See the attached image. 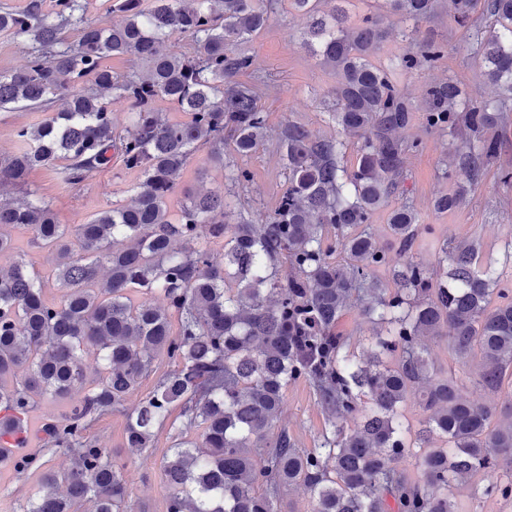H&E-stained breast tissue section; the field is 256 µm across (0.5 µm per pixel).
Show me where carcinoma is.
Masks as SVG:
<instances>
[{
    "mask_svg": "<svg viewBox=\"0 0 512 512\" xmlns=\"http://www.w3.org/2000/svg\"><path fill=\"white\" fill-rule=\"evenodd\" d=\"M346 0L318 14L314 0H290L309 17L304 47L334 71L336 124L360 140L357 163L341 165L344 143L314 139L302 124L282 131L288 187L275 207L256 218L224 223V187L184 192L177 214L167 201L176 178L197 153L203 164L224 167L225 135L235 152L250 154L268 127L256 92L234 81L252 60L242 45L269 21L261 0H116L126 14L103 27L85 19L82 0H27L20 11H0V32L20 40L27 65L0 73V108L23 105L47 117L16 131L23 147L0 158V190L26 183L29 172L63 161V184L76 187L118 157L139 173L132 202L114 205L74 230L29 196L0 201V257L14 252L5 229L28 228L53 253L60 302L15 259L0 272V438L27 426L37 399L69 404L44 427L46 447L71 455L60 474L40 457L19 453V473L41 471L47 492L29 499L26 512H75L84 500L95 512H129L125 465L109 459L89 436L106 415L124 410L128 397L163 353L173 369L132 411L123 447L140 455L152 446L179 408L177 435L164 462L170 488L167 512H281L285 486L299 484L313 512H465L455 489L503 461L512 466V400L502 408L460 395L456 373L434 369L421 344L445 340L456 363L480 357L473 386L491 393L512 377V298L502 271L482 264L475 242L425 240L448 265L436 281L415 256L421 225L404 202L388 224L402 262L389 260L371 229L373 216L405 179L416 143L395 132L413 108L389 68L372 63L385 37L379 17L347 26ZM389 11L421 21L436 0H385ZM454 21L474 23L479 6L499 29L480 37L486 80L512 93V0H449ZM79 30L66 41L65 30ZM179 35L191 55L167 46ZM145 64L139 75L106 69L108 55ZM442 47L422 43L395 67H435ZM91 85H85V80ZM424 125L448 133L454 145L442 178L452 190L436 197L439 211L462 205L497 157V132L512 121L506 104L474 101L452 80L427 90ZM175 104L184 120H169L157 99ZM124 102L131 125L114 130L112 101ZM62 108H56L57 103ZM225 178L237 188L249 169L232 164ZM224 248V263L210 245ZM346 260H331L336 250ZM388 273V288L376 271ZM135 288L158 293L165 304L135 303ZM380 326L358 357L336 333L358 301ZM176 314L178 331L169 317ZM93 356L100 370L87 377ZM313 390L328 432L320 447H297L278 427L288 385ZM422 411L411 430L407 401ZM353 427L345 429L347 420ZM436 440L446 450L432 446ZM415 460L418 476L402 466Z\"/></svg>",
    "mask_w": 512,
    "mask_h": 512,
    "instance_id": "1",
    "label": "carcinoma"
}]
</instances>
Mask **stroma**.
Returning a JSON list of instances; mask_svg holds the SVG:
<instances>
[{
  "label": "stroma",
  "mask_w": 512,
  "mask_h": 512,
  "mask_svg": "<svg viewBox=\"0 0 512 512\" xmlns=\"http://www.w3.org/2000/svg\"><path fill=\"white\" fill-rule=\"evenodd\" d=\"M383 3L384 0H348L346 5L348 23L352 26L358 25L364 15L378 13L382 16L386 35L371 53L373 63L391 64L396 56L421 42L443 45L446 53L435 68L396 75L416 113L412 122L399 130L398 136L419 141L420 148L407 161L408 176L403 186L389 196L387 208L373 217L376 237L380 244H387L388 211L407 198L420 223L431 226L434 237L477 240L482 261H499L505 244L512 241V183L506 184L500 179L501 172H512V125L501 131L500 153L466 203L454 212L439 214L435 211L434 200L449 187L440 172L451 150L450 139L446 133L427 129L419 118L426 107L427 88L450 78L475 100L497 99L496 88L481 73L474 53V34L489 32L497 28L498 23L490 13L483 12L476 26H459L449 14L448 0H437L434 16L417 24L389 13ZM264 7L270 17L269 24L253 36L245 49L253 60L250 79L260 86L258 104L269 115L268 129L253 152L246 156L235 152L232 141L224 143L225 163L247 167L252 173L250 184L234 197L232 208L224 217L228 224L236 223L243 215L271 210L286 189L288 173L282 161L279 134L287 122L303 123L316 139L342 140L344 166L353 167L357 161L356 138L344 133L330 114L336 75L302 44L306 17L292 9L288 0H264ZM44 118V112L22 106L0 111V158L17 152L19 143L15 131L18 127L39 124ZM224 181L222 170L203 166L201 159H193L179 175V192L168 202L170 211H178L183 190L215 188ZM138 182L137 173L126 170L116 159L80 187L69 189L61 184L58 167L52 164L34 169L24 187L7 188L4 195L15 198L24 191H31L50 206L58 223L72 228L101 209L127 202ZM11 235L16 255L42 278L46 298L60 301L64 289L53 276L52 253L33 245L32 234L27 229H12ZM281 423L299 448L310 450L320 444L326 428L325 417L312 389L304 382L289 385ZM125 425V414L115 412L99 420L90 434L111 456L124 463L128 502L133 512H167L168 487L163 463L175 432L167 427L161 429L151 448L133 456L123 446ZM39 486L37 474L0 468V512H24Z\"/></svg>",
  "instance_id": "obj_1"
}]
</instances>
